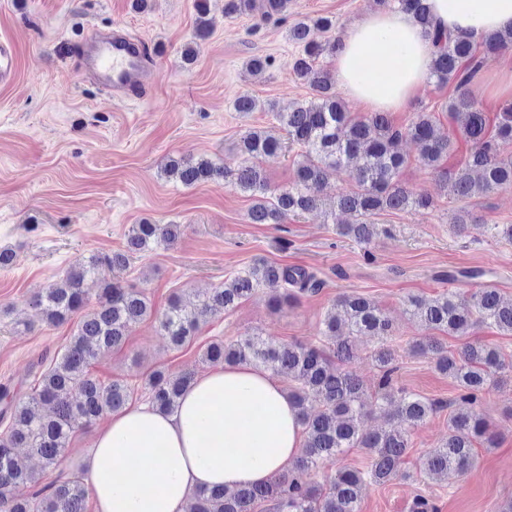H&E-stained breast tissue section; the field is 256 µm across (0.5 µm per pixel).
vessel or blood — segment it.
<instances>
[{
    "label": "vessel or blood",
    "instance_id": "vessel-or-blood-1",
    "mask_svg": "<svg viewBox=\"0 0 512 512\" xmlns=\"http://www.w3.org/2000/svg\"><path fill=\"white\" fill-rule=\"evenodd\" d=\"M82 74L115 99L146 94L151 77L142 42L121 29L93 31L81 45Z\"/></svg>",
    "mask_w": 512,
    "mask_h": 512
}]
</instances>
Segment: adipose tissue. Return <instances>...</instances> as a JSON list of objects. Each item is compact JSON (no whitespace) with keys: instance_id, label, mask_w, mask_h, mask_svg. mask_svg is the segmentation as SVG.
Masks as SVG:
<instances>
[{"instance_id":"obj_1","label":"adipose tissue","mask_w":512,"mask_h":512,"mask_svg":"<svg viewBox=\"0 0 512 512\" xmlns=\"http://www.w3.org/2000/svg\"><path fill=\"white\" fill-rule=\"evenodd\" d=\"M438 27L480 38L512 29V0H428ZM435 53L412 13L372 12L332 58L346 96L373 112L404 109ZM298 412L282 385L250 363L196 377L171 411L114 412L82 457L96 512H186L192 494L265 482L302 450Z\"/></svg>"}]
</instances>
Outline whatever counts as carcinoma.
<instances>
[{
	"label": "carcinoma",
	"mask_w": 512,
	"mask_h": 512,
	"mask_svg": "<svg viewBox=\"0 0 512 512\" xmlns=\"http://www.w3.org/2000/svg\"><path fill=\"white\" fill-rule=\"evenodd\" d=\"M386 8L400 6L413 11L424 33L436 45L430 78L438 85L454 86L448 104V134L437 131L435 117L419 112L404 129L395 126L386 112H372L359 118L350 112L336 94V79L318 65L324 54H334L336 38L320 39L336 23L328 17H304L287 29L288 41L299 51L289 63L294 77L309 85L312 97L297 102L288 112L277 113L288 142L305 150L306 160L297 164L292 185L273 189L260 160L277 154L282 140L267 130H252L240 139L237 150L244 162L234 170L208 158L196 161L172 159L164 174L184 186L200 182H224L249 194L253 200L249 218L253 224H279L293 214H302L324 205L321 191L328 179L348 167L353 188L330 203L331 213L350 217L336 225V234L368 245L386 230L376 217L387 212L419 211L431 207L432 199L405 187L400 179L407 159L399 150L404 139L418 148V162L438 170L441 160L453 157L458 141L467 145L463 158L448 165L441 174L446 188L458 200L465 201L512 186V155L505 148L512 144V104L503 106L489 118L478 100L477 85L483 58L506 44H512V30L488 34L476 41L454 38L441 32L432 18L427 0H379ZM291 0H224V16L231 18L261 11L264 18L288 17ZM196 37L210 32L209 2L197 0ZM490 238L512 240L511 224H483ZM180 224H134L126 236L125 250L100 260L92 257L72 267L62 282L51 285L35 301L42 319L52 325L67 321L85 306L82 288L86 278L97 273L101 264L112 268L126 265L129 255L169 245L180 237ZM271 293L279 304L297 298V293L318 291L313 274L302 267H282L257 259L231 274L224 286L213 290L200 304L189 308L178 296L156 316L160 332L175 346L190 342L202 318L214 311L234 308L258 289ZM413 318L430 330L450 336L463 335L482 324L512 335V299L499 289L480 288L462 298L448 291L433 298H407ZM153 315L144 291L119 283L104 285L102 300L93 311L83 315L68 346L42 372L38 386L26 402H15L10 389L0 386V420H8L0 434V486L31 483L34 490L24 500H1L0 512H86L87 488L84 477L74 474L64 481L36 482L19 463L17 448H28L42 460L45 470L57 467L73 433L96 422L108 412L123 409L134 388L124 381L103 383L89 371L92 360L105 351L121 346L133 326ZM321 335L328 347L312 344L288 345L248 335L226 343L210 342L202 355L212 364L251 362L288 377L293 382L289 396L298 410L305 444L294 462L293 471L268 481L236 490L226 488L193 493L189 512H254L262 504L272 512H359L363 486L384 484L397 476L400 457L408 448L403 430L363 428L366 387L348 368L357 349V338L373 336L379 348L373 360L379 369L376 401L380 411L392 414L410 427L422 424L439 406L417 393L395 384V350L388 344L392 322L370 299L359 294L342 295L322 322ZM416 353L431 352L436 368L448 375L459 391V399L475 406L485 392L505 376L512 377L508 361L493 346L466 345L458 354L446 351L436 339L411 346ZM190 374L170 375L161 370L144 379L152 405L163 411L175 408L189 387ZM320 397L315 410L308 409L309 394ZM492 445L495 437L489 424L476 410L448 415V436L426 452L423 472L439 478L454 470L465 472L473 466V442ZM349 448L363 449L369 466L365 470L338 468L328 487L315 486L304 479L313 469L335 465Z\"/></svg>",
	"instance_id": "1"
}]
</instances>
